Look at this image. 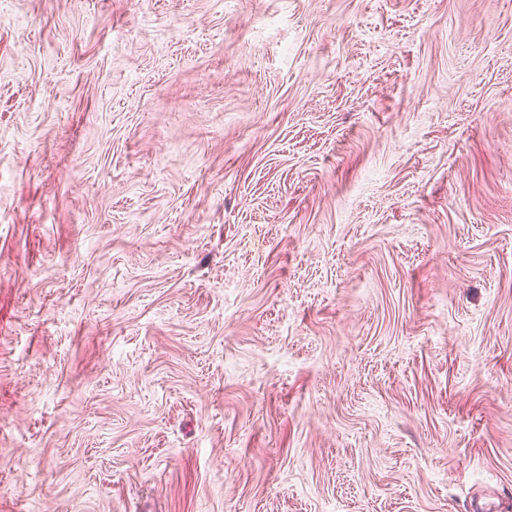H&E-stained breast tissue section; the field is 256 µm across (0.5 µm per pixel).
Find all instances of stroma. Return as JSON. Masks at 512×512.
I'll return each instance as SVG.
<instances>
[{"label":"stroma","mask_w":512,"mask_h":512,"mask_svg":"<svg viewBox=\"0 0 512 512\" xmlns=\"http://www.w3.org/2000/svg\"><path fill=\"white\" fill-rule=\"evenodd\" d=\"M0 512H512V0H0Z\"/></svg>","instance_id":"obj_1"}]
</instances>
